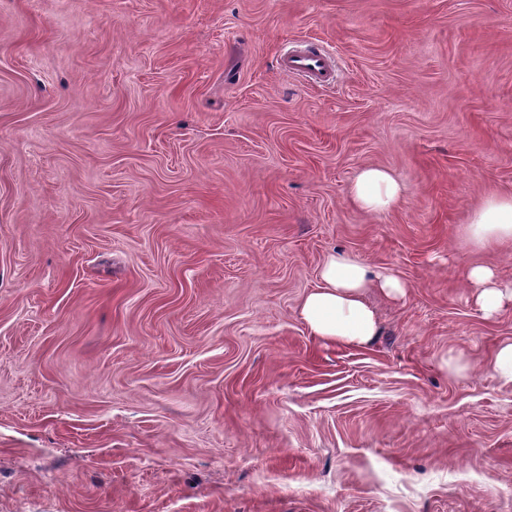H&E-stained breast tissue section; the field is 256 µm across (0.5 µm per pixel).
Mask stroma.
Masks as SVG:
<instances>
[{
  "instance_id": "1",
  "label": "stroma",
  "mask_w": 512,
  "mask_h": 512,
  "mask_svg": "<svg viewBox=\"0 0 512 512\" xmlns=\"http://www.w3.org/2000/svg\"><path fill=\"white\" fill-rule=\"evenodd\" d=\"M505 193L512 0H0V512H512ZM337 249L408 285L363 346L299 315ZM279 65L281 72L300 75L314 87L325 88L336 82V58L326 48L293 47L281 55ZM348 196L360 209L372 213H386L401 202L403 187L390 171L363 167L351 182ZM464 235L479 248L512 244V194L487 197L474 212ZM474 299L486 316L496 314L506 299H512V284L503 282L495 271L485 267H472L467 273ZM494 375L505 384H512V342L502 344L493 360Z\"/></svg>"
}]
</instances>
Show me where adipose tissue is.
Wrapping results in <instances>:
<instances>
[{
  "label": "adipose tissue",
  "instance_id": "obj_1",
  "mask_svg": "<svg viewBox=\"0 0 512 512\" xmlns=\"http://www.w3.org/2000/svg\"><path fill=\"white\" fill-rule=\"evenodd\" d=\"M348 196L360 209L386 213L401 202L403 187L390 171L365 167L351 182ZM464 235L479 248L512 244V194L487 197L474 212ZM467 277L475 302L485 315L496 314L512 297V285L491 269L473 267ZM318 279V286L301 303L300 316L313 335L348 345H364L376 334L375 314L365 301L369 289L391 298L402 297L406 292L405 282L392 272L343 251L326 256Z\"/></svg>",
  "mask_w": 512,
  "mask_h": 512
}]
</instances>
